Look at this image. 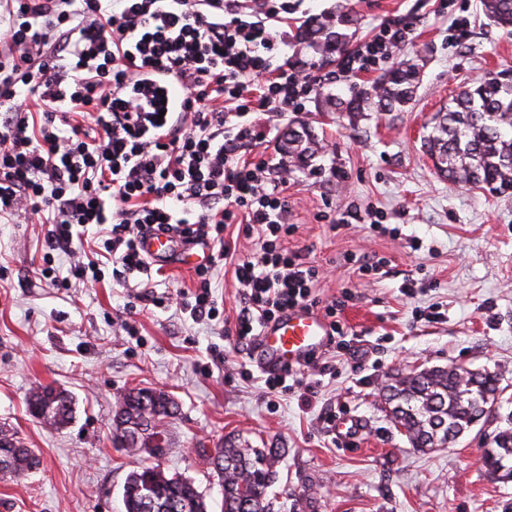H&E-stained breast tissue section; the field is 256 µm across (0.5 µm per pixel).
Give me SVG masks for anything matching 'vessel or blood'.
Listing matches in <instances>:
<instances>
[{"mask_svg": "<svg viewBox=\"0 0 512 512\" xmlns=\"http://www.w3.org/2000/svg\"><path fill=\"white\" fill-rule=\"evenodd\" d=\"M143 249L154 260L169 257L173 252L170 238L163 233L148 236ZM329 332L328 323L320 313L308 309L289 311L262 326L258 364L264 369L304 364L311 354L325 347Z\"/></svg>", "mask_w": 512, "mask_h": 512, "instance_id": "vessel-or-blood-1", "label": "vessel or blood"}]
</instances>
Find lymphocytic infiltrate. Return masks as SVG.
Masks as SVG:
<instances>
[{"label": "lymphocytic infiltrate", "instance_id": "f902f5d3", "mask_svg": "<svg viewBox=\"0 0 512 512\" xmlns=\"http://www.w3.org/2000/svg\"><path fill=\"white\" fill-rule=\"evenodd\" d=\"M296 12L294 0H0V220L27 214L40 224L50 285L98 283L108 261L119 284L141 280L136 301L213 320L212 281L226 263L239 339L256 342L263 324L302 308L322 312L329 346L346 348L318 269L282 245L293 231L289 171L253 156V116L303 111L318 88L381 69L415 25L383 19L319 74L275 61L286 42L278 30ZM156 72L177 79L183 108L169 107ZM234 224L255 242L249 257L224 237ZM92 228L103 255L79 247ZM156 232L210 250L195 291L151 290L142 243ZM326 369L318 353L305 368L269 372L265 385L307 392Z\"/></svg>", "mask_w": 512, "mask_h": 512}]
</instances>
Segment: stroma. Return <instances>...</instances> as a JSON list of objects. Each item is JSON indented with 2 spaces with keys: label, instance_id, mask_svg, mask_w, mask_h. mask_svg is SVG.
I'll return each instance as SVG.
<instances>
[{
  "label": "stroma",
  "instance_id": "obj_1",
  "mask_svg": "<svg viewBox=\"0 0 512 512\" xmlns=\"http://www.w3.org/2000/svg\"><path fill=\"white\" fill-rule=\"evenodd\" d=\"M340 1L357 17L356 43L383 17L415 18L394 57L421 70L413 102L400 112L326 107L325 96L343 101L375 86V72L318 90L305 111L257 123L280 139L302 121L335 145L294 166L289 220L298 229L283 245L325 271V297L350 292L338 316L347 349L327 352L332 370L313 392L266 393L255 348L218 322L150 305L127 335L126 287L108 274L92 288L49 286L40 226L0 223V424L40 459L28 475L0 477V512H123L125 478L141 459L113 447L112 413L139 387L175 398V445L160 465L192 479L208 512L222 505L209 456L229 436L284 449L274 512H512V483L491 482L478 462L512 415V193L443 180L422 149L433 115L461 84L512 69V31L487 19L482 0H301L298 15L331 13ZM463 13L470 36L454 45L448 27ZM352 208L358 219L344 220ZM322 211L342 226L318 221ZM349 254L383 266L360 272ZM451 363L499 372L503 399L458 443L411 448L378 391L395 373ZM39 386L72 396L70 424L49 428L29 414ZM346 417L362 430L341 440L336 425Z\"/></svg>",
  "mask_w": 512,
  "mask_h": 512
}]
</instances>
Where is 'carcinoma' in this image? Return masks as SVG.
I'll return each instance as SVG.
<instances>
[{
	"mask_svg": "<svg viewBox=\"0 0 512 512\" xmlns=\"http://www.w3.org/2000/svg\"><path fill=\"white\" fill-rule=\"evenodd\" d=\"M487 16L502 28H512V0H482ZM352 22L344 7L336 18L315 19L299 31L300 41L330 57L348 50V34L339 26ZM419 70L401 63L388 71L370 90H360L345 102L329 100L345 112L371 108L398 111L413 99ZM297 129L279 146L281 153L297 162L314 158L320 150L315 137ZM424 148L437 173L451 181L479 187L493 194L512 191V72L506 71L476 84L463 85L448 106L434 116ZM145 389H132L115 406L114 416L134 425L146 424L151 432L136 446L124 444V436L112 434V443L134 455H141L152 438L163 433L173 446L168 426L177 405L166 393L156 398ZM391 423L418 450L442 448L456 442L473 424L492 411L500 388L496 372L476 375L456 364L433 367L389 377L381 388ZM60 392L44 386L31 392V415L50 427L72 419V399L60 402ZM283 453L277 448H253L238 438L224 439L211 458L213 470L224 488V512H272L269 488ZM484 472L497 483L512 482V427L499 431L495 447L480 457ZM40 460L26 447L18 432L0 426V473L22 477L36 469ZM125 512H207L204 495L194 483L166 473L160 465L143 464L131 471L123 485Z\"/></svg>",
	"mask_w": 512,
	"mask_h": 512,
	"instance_id": "1",
	"label": "carcinoma"
}]
</instances>
